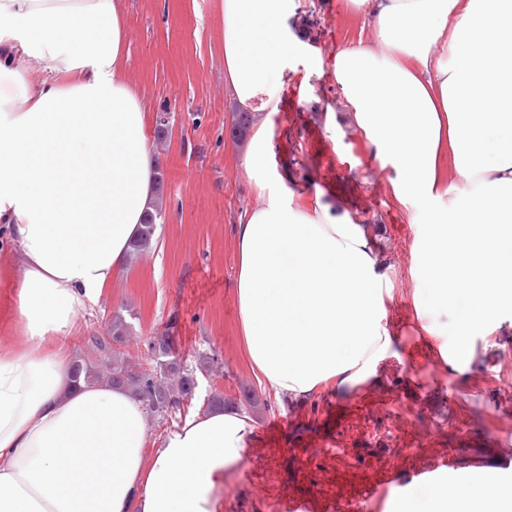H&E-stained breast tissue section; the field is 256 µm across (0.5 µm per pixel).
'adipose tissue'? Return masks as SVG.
Wrapping results in <instances>:
<instances>
[{"instance_id":"obj_1","label":"adipose tissue","mask_w":512,"mask_h":512,"mask_svg":"<svg viewBox=\"0 0 512 512\" xmlns=\"http://www.w3.org/2000/svg\"><path fill=\"white\" fill-rule=\"evenodd\" d=\"M371 31L336 53L340 119L418 206L413 253L423 329L457 294L438 347L465 372L472 339L512 309V0H350ZM291 0H222L224 87L254 115L241 166L260 202L235 226L239 331L280 402L340 397L398 338L393 285L370 225L295 199L272 162L270 116L291 47ZM126 0H0V230L22 269L0 342V512H224L242 464L247 405L187 414L145 459L147 408L126 386L75 378L68 340L127 266L158 195L152 123L124 77ZM512 486L440 477L385 512H507Z\"/></svg>"}]
</instances>
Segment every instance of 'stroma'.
Instances as JSON below:
<instances>
[{"instance_id":"stroma-1","label":"stroma","mask_w":512,"mask_h":512,"mask_svg":"<svg viewBox=\"0 0 512 512\" xmlns=\"http://www.w3.org/2000/svg\"><path fill=\"white\" fill-rule=\"evenodd\" d=\"M125 26L127 80L150 112L177 114L157 153L164 221L150 251L130 262L94 312L81 315L71 347L81 352L86 336L126 312L133 356L147 355L153 337L164 335L189 364L198 353L216 352L220 369L197 374L192 409L215 392L239 401L258 383L232 291L234 224L259 198L242 173L244 146L228 131L236 106L224 89L221 0H128ZM278 34L293 46L281 78L293 102L270 117L273 162L295 198L320 189L336 212L379 225L376 241L394 286L384 322L401 347L347 397L260 410L241 469L224 483V512H283L292 498L336 512L358 499L356 479L387 474L390 484L363 502L364 512H383L390 491L429 474L481 480L493 457L501 464L498 481L512 484V315L491 335L474 337L465 374L439 363L414 307L421 274L412 258L413 212L394 202L389 173L370 159L365 141L325 119L344 107L331 51L370 30L347 0H292ZM317 55L325 59L319 68L310 64ZM325 441L338 444L336 455L317 452Z\"/></svg>"}]
</instances>
